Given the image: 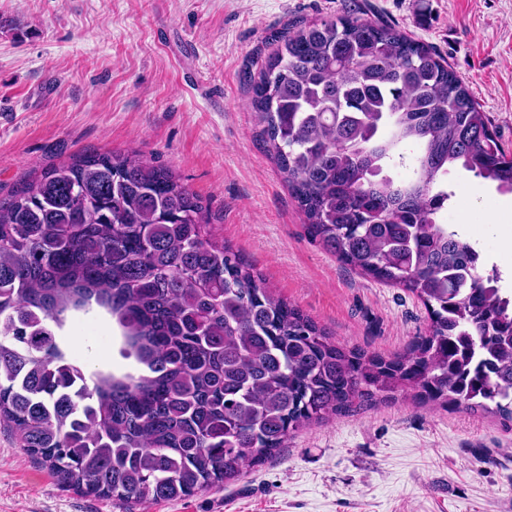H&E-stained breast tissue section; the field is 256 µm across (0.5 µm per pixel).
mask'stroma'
Masks as SVG:
<instances>
[{
  "mask_svg": "<svg viewBox=\"0 0 512 512\" xmlns=\"http://www.w3.org/2000/svg\"><path fill=\"white\" fill-rule=\"evenodd\" d=\"M344 16L447 59L512 153V0H0V198L79 155L136 154L174 171L225 244L336 342L403 353L428 332L424 305L308 235L250 104L279 36ZM448 185V224L512 289V251L487 224L512 194L461 168ZM57 335L76 360L137 369L101 308L68 312ZM0 512H512V422L399 395L294 433L229 486L131 511L60 487L0 430Z\"/></svg>",
  "mask_w": 512,
  "mask_h": 512,
  "instance_id": "obj_1",
  "label": "stroma"
}]
</instances>
